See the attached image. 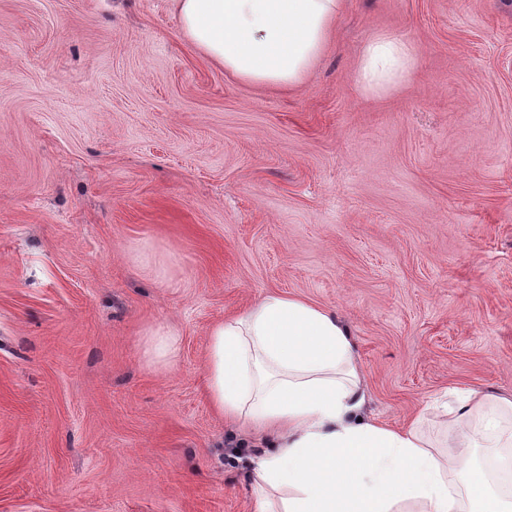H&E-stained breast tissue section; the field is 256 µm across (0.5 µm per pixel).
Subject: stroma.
<instances>
[{
    "label": "stroma",
    "instance_id": "obj_1",
    "mask_svg": "<svg viewBox=\"0 0 512 512\" xmlns=\"http://www.w3.org/2000/svg\"><path fill=\"white\" fill-rule=\"evenodd\" d=\"M381 33L416 61L374 94ZM269 293L341 317L377 423L512 395V0H344L291 88L172 0H0V512H255L204 357ZM414 63V52L408 43L391 34H378L366 45L358 76L367 90L379 93L404 80ZM146 336L148 350L154 360L167 367L178 350V336L163 325L150 328Z\"/></svg>",
    "mask_w": 512,
    "mask_h": 512
}]
</instances>
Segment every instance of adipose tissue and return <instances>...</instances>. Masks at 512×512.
I'll use <instances>...</instances> for the list:
<instances>
[{"instance_id": "1", "label": "adipose tissue", "mask_w": 512, "mask_h": 512, "mask_svg": "<svg viewBox=\"0 0 512 512\" xmlns=\"http://www.w3.org/2000/svg\"><path fill=\"white\" fill-rule=\"evenodd\" d=\"M343 0H173L183 37L238 80L291 87L323 56ZM412 48L372 37L360 61L365 88L397 85ZM205 380L212 408L253 427L271 448L250 460L257 512L282 492L281 512H512V493L470 467L476 442L512 449V399L462 391L440 448L418 424L379 425L363 414L366 394L347 327L300 297L268 294L208 332Z\"/></svg>"}]
</instances>
